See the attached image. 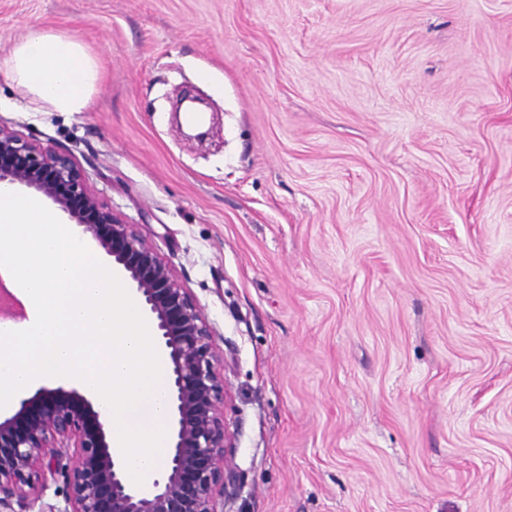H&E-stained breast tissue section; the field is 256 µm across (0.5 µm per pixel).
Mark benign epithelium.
<instances>
[{"mask_svg": "<svg viewBox=\"0 0 512 512\" xmlns=\"http://www.w3.org/2000/svg\"><path fill=\"white\" fill-rule=\"evenodd\" d=\"M0 186L31 191L57 207L81 237L90 236L122 268L141 297L169 363L168 456L153 490L133 485L113 454L107 415L60 384L17 399L0 417V512H218L234 483V435L224 416V353L201 306L169 263L87 185L64 148L0 125ZM0 312L19 305L0 283ZM61 477L63 504L44 500Z\"/></svg>", "mask_w": 512, "mask_h": 512, "instance_id": "benign-epithelium-1", "label": "benign epithelium"}]
</instances>
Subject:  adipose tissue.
I'll return each mask as SVG.
<instances>
[{
	"label": "adipose tissue",
	"mask_w": 512,
	"mask_h": 512,
	"mask_svg": "<svg viewBox=\"0 0 512 512\" xmlns=\"http://www.w3.org/2000/svg\"><path fill=\"white\" fill-rule=\"evenodd\" d=\"M0 73L56 112L87 111L99 78L96 57L79 40L40 29L0 56Z\"/></svg>",
	"instance_id": "adipose-tissue-1"
}]
</instances>
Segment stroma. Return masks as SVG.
<instances>
[{
	"label": "stroma",
	"instance_id": "obj_1",
	"mask_svg": "<svg viewBox=\"0 0 512 512\" xmlns=\"http://www.w3.org/2000/svg\"><path fill=\"white\" fill-rule=\"evenodd\" d=\"M100 77L68 147L217 331L224 512H512V0H0ZM204 98V140L170 107Z\"/></svg>",
	"mask_w": 512,
	"mask_h": 512
}]
</instances>
